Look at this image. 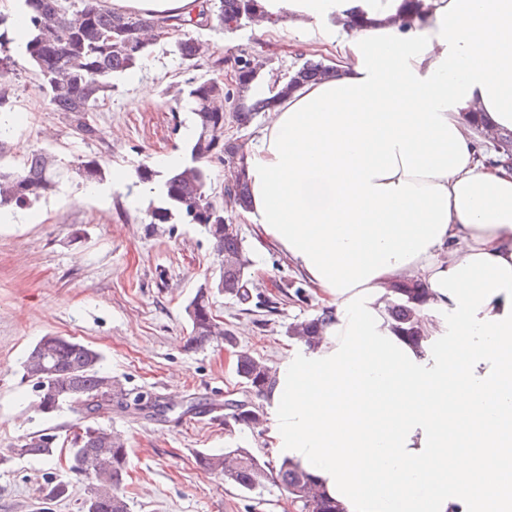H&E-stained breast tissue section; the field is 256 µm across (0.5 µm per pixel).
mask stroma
Returning <instances> with one entry per match:
<instances>
[{
  "mask_svg": "<svg viewBox=\"0 0 512 512\" xmlns=\"http://www.w3.org/2000/svg\"><path fill=\"white\" fill-rule=\"evenodd\" d=\"M193 35L203 54L247 53L282 72L330 55L329 49L304 46L280 20ZM205 73L202 66L185 69L169 39L157 40L142 66L105 93L92 115L97 138L89 142L52 111L30 67L7 76L14 88L11 154L23 146L51 147L65 174L32 208L0 223V455L6 457L0 462V512H41L42 490L51 479L70 483L69 497L53 502L51 512H80L89 489L88 480L68 471V448H56L48 460L7 455L26 436L62 439L83 423L69 408L45 417L31 407L35 393L20 365L47 334L99 350L105 371L129 395L168 405L159 421L117 409L96 420L126 441L131 512H298L279 482L243 494L195 464L198 452L236 445L280 464L266 432H226L218 408L225 399L245 396L236 374L238 352L278 367L294 343L289 326L323 309L279 248L257 233L245 213L230 209L226 215L244 240L260 304L248 312L213 295V315L235 344L188 349L184 307L211 279L218 260L200 225L178 219L148 224L146 213L158 199L137 183L135 171L160 157L186 154L193 115L176 94L187 79ZM90 156L103 165L99 194L74 172Z\"/></svg>",
  "mask_w": 512,
  "mask_h": 512,
  "instance_id": "stroma-1",
  "label": "stroma"
}]
</instances>
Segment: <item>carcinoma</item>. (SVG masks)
Segmentation results:
<instances>
[{
    "instance_id": "1",
    "label": "carcinoma",
    "mask_w": 512,
    "mask_h": 512,
    "mask_svg": "<svg viewBox=\"0 0 512 512\" xmlns=\"http://www.w3.org/2000/svg\"><path fill=\"white\" fill-rule=\"evenodd\" d=\"M30 28L24 52L12 51L8 37V17L0 15V71L9 72L26 63L38 77L37 87L49 99L53 110L65 115L72 131L83 140H94L97 129L89 113L97 111L100 98L110 88V80L121 78L139 68L150 53V43L142 32L157 25L191 31L187 20L172 19L167 23L140 14L121 13L106 5V0H19ZM205 19L196 27L236 29L256 20L271 21L262 10L260 0H206ZM172 46L181 63L196 66L201 45L192 36L172 38ZM223 58L208 60L209 76L187 83L178 90L192 105L197 134L190 145V160L167 176L158 195L159 205L151 207L147 218L151 224H166L178 216L188 224H201L210 238L217 256L221 257L214 281L199 288L185 307L189 324L187 345L202 349L217 334L227 344L232 334L219 332L212 315V291L240 305L251 303L250 260L245 256L243 238L224 228V202L208 193L210 180L206 163H237L238 176L226 190L232 203L248 209L250 189L245 174L242 145L224 139V109L215 106L218 100L230 101V112L241 127L249 126L261 112L275 104L301 84L335 76V71L314 59L298 64L271 87L266 98L249 100L247 94L256 79L253 68L237 70L234 91L224 90V80L217 72ZM12 88L0 84V210L27 208L54 187L62 171L55 157L46 149L31 150L18 165L4 163L12 126L6 116ZM79 174L88 183L101 180L97 158L83 160ZM428 290L422 282H407L392 288L388 314L400 333L411 340L421 338L420 315L427 304ZM332 313L323 311L288 329V334L301 337L308 345L324 340L322 328ZM21 368L23 377L37 389L35 409L49 415L78 400L83 404L87 422L64 438L71 456L70 471L74 476L93 479L81 512H130L124 495L128 475V448L118 437L97 426L94 419L110 402L122 394V388L103 368L102 355L89 346L61 336L42 337L25 354ZM236 374L246 392L265 397L275 383L271 368L247 351L237 354ZM266 422L262 407L248 400H224L225 430L238 427L257 429ZM54 436L30 435L20 440L11 453L21 458L49 459L54 455ZM200 470L224 476V482L235 489L252 493L269 476L288 492L299 512H341L335 501L313 488L310 475L301 467L284 459L278 469H270L250 448H226L222 453L201 451L196 456ZM69 496V483L63 480L48 483L45 499L63 500Z\"/></svg>"
}]
</instances>
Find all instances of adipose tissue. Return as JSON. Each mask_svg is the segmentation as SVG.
I'll return each instance as SVG.
<instances>
[{
    "instance_id": "obj_1",
    "label": "adipose tissue",
    "mask_w": 512,
    "mask_h": 512,
    "mask_svg": "<svg viewBox=\"0 0 512 512\" xmlns=\"http://www.w3.org/2000/svg\"><path fill=\"white\" fill-rule=\"evenodd\" d=\"M399 4L264 2L336 49L335 77L282 99L244 159L249 218L334 314L277 369L268 437L344 512H512V168L485 152L512 130V0H423L420 20ZM350 8L372 22L337 41ZM415 280L416 343L387 312Z\"/></svg>"
}]
</instances>
